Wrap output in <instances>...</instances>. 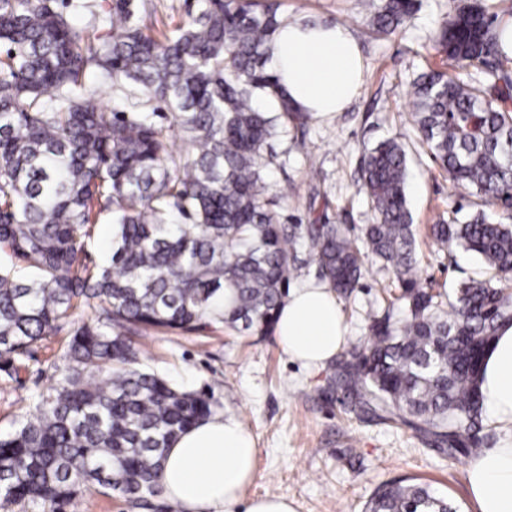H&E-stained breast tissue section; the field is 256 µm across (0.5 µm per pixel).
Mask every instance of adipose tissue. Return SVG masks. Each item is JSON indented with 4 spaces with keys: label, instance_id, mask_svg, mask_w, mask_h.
I'll use <instances>...</instances> for the list:
<instances>
[{
    "label": "adipose tissue",
    "instance_id": "1",
    "mask_svg": "<svg viewBox=\"0 0 512 512\" xmlns=\"http://www.w3.org/2000/svg\"><path fill=\"white\" fill-rule=\"evenodd\" d=\"M269 68L292 105L324 116L343 111L363 77L359 44L345 27L284 21L270 45ZM289 359L308 369L327 365L347 334L342 306L326 282L291 289L273 327ZM483 404L496 422L512 425V325L502 327L481 368ZM260 450L235 417L216 414L181 433L166 448L163 487L187 512H296L285 497L247 498ZM479 512H512V438L486 449L467 468Z\"/></svg>",
    "mask_w": 512,
    "mask_h": 512
}]
</instances>
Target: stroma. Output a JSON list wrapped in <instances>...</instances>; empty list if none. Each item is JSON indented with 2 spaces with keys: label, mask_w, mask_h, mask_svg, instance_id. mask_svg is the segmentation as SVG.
Here are the masks:
<instances>
[{
  "label": "stroma",
  "mask_w": 512,
  "mask_h": 512,
  "mask_svg": "<svg viewBox=\"0 0 512 512\" xmlns=\"http://www.w3.org/2000/svg\"><path fill=\"white\" fill-rule=\"evenodd\" d=\"M285 20L340 24L357 39L363 84L344 111L312 117L303 132L273 144L278 162L269 174L270 195L285 223L329 222L360 229L372 214L360 188L364 147L396 136L409 153L406 193L419 255L417 280L447 305L451 288L480 272L478 260L444 248L432 224L474 210L472 197L454 188L413 132L414 79L429 69L482 80L485 65H449L434 45L444 17L463 0H417L398 32L377 36L369 0H280ZM395 288L381 262H368L358 287L343 299L347 342L366 338L373 315L384 314ZM68 330L31 345L18 371L0 362V435L12 433L49 387ZM149 363L167 378L208 395L213 411L235 415L256 437L257 476L247 496H282L297 512H363L375 489L401 477L430 482L438 493L478 512L466 481L470 459H449L409 427L350 411L342 393L326 395L333 365L303 369L291 362L274 335H249L217 324L199 333L153 330L136 336Z\"/></svg>",
  "instance_id": "stroma-1"
}]
</instances>
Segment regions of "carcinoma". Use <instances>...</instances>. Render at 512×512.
<instances>
[{"mask_svg": "<svg viewBox=\"0 0 512 512\" xmlns=\"http://www.w3.org/2000/svg\"><path fill=\"white\" fill-rule=\"evenodd\" d=\"M416 0H379L373 24L390 36ZM63 0H0V359L70 327L54 382L0 437V512L25 502L63 512L81 488L121 495L142 512L164 501L165 448L212 414L208 398L145 362L131 336L199 332L213 324L263 336L299 269V248L337 294L357 288L373 257L394 275L404 315L373 317L326 390L351 408L434 437L451 458L482 428V359L512 324V224L485 208L512 197V81L490 67L483 84L446 71L413 85V123L433 161L479 210L435 224L442 246L482 259L448 310L413 276L418 264L406 197L408 152L396 137L364 151L361 187L373 222L354 237L340 224H284L269 197L273 142L309 114L267 67L279 3L204 0L158 36L147 3L113 0L84 30ZM496 16L461 7L439 26L449 59L487 63ZM95 74L128 111L103 107ZM168 120V127L157 118ZM184 151L175 153L167 130ZM112 215V256L88 262L89 227ZM367 512H460L430 486L379 487Z\"/></svg>", "mask_w": 512, "mask_h": 512, "instance_id": "obj_1", "label": "carcinoma"}]
</instances>
